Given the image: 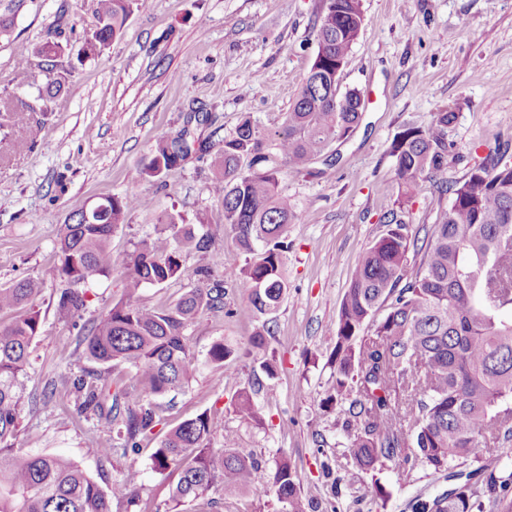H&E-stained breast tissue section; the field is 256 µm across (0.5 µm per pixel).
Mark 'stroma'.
<instances>
[{
    "mask_svg": "<svg viewBox=\"0 0 512 512\" xmlns=\"http://www.w3.org/2000/svg\"><path fill=\"white\" fill-rule=\"evenodd\" d=\"M362 5L363 28L340 76L342 87L361 93L362 118L336 143L331 177L280 174V190L295 204L297 217L288 226V290L268 322L265 355L276 362L275 378L241 353L261 321L247 302L249 284L230 281L223 313L202 315L187 332L198 369L166 408L164 424L141 440L138 451L104 457L95 419L77 416L72 395L60 386L91 366L76 329L56 308L65 283L50 267L60 230L73 212L101 197L141 199L112 235L116 269L90 285L86 323L120 297V265L135 244L155 236L166 214L186 224L206 214L225 265L243 264V253L224 229L210 162L243 117L267 134L281 129L316 54L323 0H138L121 36L92 59L79 56L92 26L82 0H0V15L13 20L10 37L0 39V98L36 107L31 142L17 141L0 127V286L43 279L37 301L43 333L30 348L26 389L39 394L56 384L58 401L48 410L24 406L18 447L67 454L104 488L136 470L142 499L156 508L177 479L152 467L160 435L211 410L221 414L212 446L223 447L231 434L261 462L253 489L225 496L218 512H279L268 487L284 455L317 512H413L416 498L451 488V481L419 462L403 468L387 463L375 471L353 464L344 408L326 402L331 356L352 272L385 232L383 216L399 206L390 148L404 125L424 126L435 113L454 112L449 180L462 179L499 145L512 163V0ZM53 37L63 50L52 74H45L41 57L20 63L21 49ZM51 78L62 90L40 100ZM181 133L195 145L181 166L160 180H134L157 138ZM450 202V193L421 180L404 207L410 231L436 223ZM219 340L240 349L221 366L207 359ZM249 385L260 414L256 422L229 408ZM378 483L385 497L376 496Z\"/></svg>",
    "mask_w": 512,
    "mask_h": 512,
    "instance_id": "obj_1",
    "label": "stroma"
}]
</instances>
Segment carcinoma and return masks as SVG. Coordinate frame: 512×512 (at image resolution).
Returning <instances> with one entry per match:
<instances>
[{"mask_svg": "<svg viewBox=\"0 0 512 512\" xmlns=\"http://www.w3.org/2000/svg\"><path fill=\"white\" fill-rule=\"evenodd\" d=\"M134 0H84L93 27L81 55L93 58L121 35ZM364 22L361 0H325L316 29L317 52L282 129L263 134L244 118L224 136V149L213 160L215 193L224 202V228L245 254L244 264L224 268V255L211 250L213 234L204 219L180 224L171 215L156 236L143 241L123 263V295L112 307L81 326L80 344L97 367L69 381L78 415L97 419L107 434L99 452L138 450L139 438L160 422L164 399L188 385L193 367L187 331L205 311L224 312V280L250 284L248 302L259 315L274 313L288 289L285 275L291 248L287 227L295 205L279 191L281 169L275 150L294 174L326 176L311 170L333 144L347 139L358 124L363 101L355 88L341 89L336 69L347 64ZM29 103L0 105V119L14 137L25 140L30 122L16 112H33ZM454 113L438 112L426 126L409 124L391 145L401 198L412 199L419 180L428 178L452 195L437 223L424 237L410 236L402 215L386 217L387 229L359 259L336 322V346L329 401L349 402L348 424L356 425L350 457L371 471L390 461L403 467L420 461L456 481L448 493L419 500L415 512H473L483 495L500 512H512V499L499 493L512 486V470L490 448L512 442V423L493 428L497 413L512 402V164L496 149L463 179L448 183V125ZM191 147L183 136H164L135 178L166 176L185 160ZM103 214L85 221L76 211L63 225L53 272L67 282L57 311L82 318L85 285L112 272V233L133 195L108 196ZM185 249L209 254L192 276L203 287L191 288L166 308L140 305L149 286L181 278ZM421 256L408 271V253ZM224 278H216L218 272ZM43 281L24 278L0 287V512H112L117 500L140 502L139 475L127 471L104 490L68 456H45L16 447L25 404L29 349L42 334L36 300ZM269 328L249 337L244 354L265 350ZM235 350L218 341L209 362L224 364ZM126 365L131 384L110 393L108 376ZM233 411L258 422L260 414L243 390ZM218 415L208 411L172 427L151 454L153 468L172 469L178 479L165 500V512H184L187 503L209 492L235 493L254 487L256 459L235 447L232 435L216 452L209 440ZM469 460L472 473L456 470ZM270 490L281 512H307L296 473L288 459L278 462Z\"/></svg>", "mask_w": 512, "mask_h": 512, "instance_id": "carcinoma-1", "label": "carcinoma"}]
</instances>
